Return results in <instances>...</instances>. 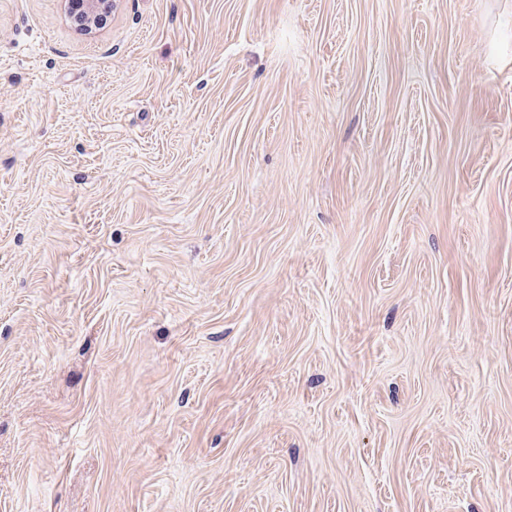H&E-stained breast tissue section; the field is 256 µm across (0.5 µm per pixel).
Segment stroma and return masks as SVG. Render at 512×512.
Returning a JSON list of instances; mask_svg holds the SVG:
<instances>
[{
    "mask_svg": "<svg viewBox=\"0 0 512 512\" xmlns=\"http://www.w3.org/2000/svg\"><path fill=\"white\" fill-rule=\"evenodd\" d=\"M0 512H512V0H0ZM69 17L79 31L100 26L112 5V0H68Z\"/></svg>",
    "mask_w": 512,
    "mask_h": 512,
    "instance_id": "obj_1",
    "label": "stroma"
}]
</instances>
